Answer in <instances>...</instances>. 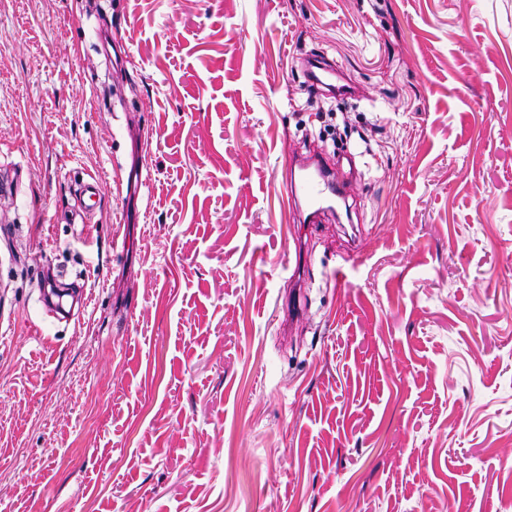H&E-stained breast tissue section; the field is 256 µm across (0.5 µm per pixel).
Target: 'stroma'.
<instances>
[{
  "mask_svg": "<svg viewBox=\"0 0 512 512\" xmlns=\"http://www.w3.org/2000/svg\"><path fill=\"white\" fill-rule=\"evenodd\" d=\"M0 57V512H512V0H11ZM312 164L314 167H309L306 163H291L287 205L291 207L302 202L307 209L312 210L310 215H317L325 208L322 205L331 198L336 197L344 201L349 194V187L336 177L333 168L322 161H312Z\"/></svg>",
  "mask_w": 512,
  "mask_h": 512,
  "instance_id": "1",
  "label": "stroma"
}]
</instances>
